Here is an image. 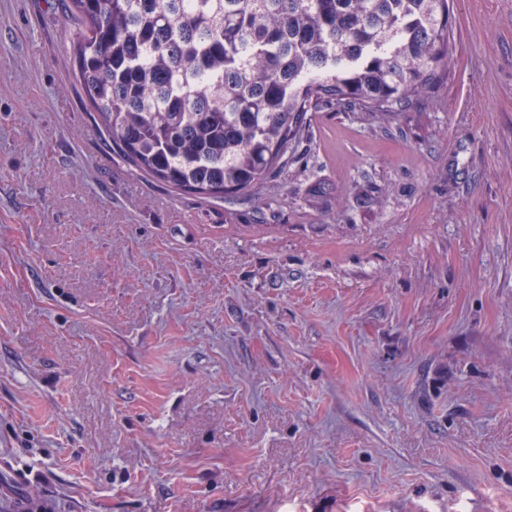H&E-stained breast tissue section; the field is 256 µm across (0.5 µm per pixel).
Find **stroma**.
<instances>
[{
	"mask_svg": "<svg viewBox=\"0 0 512 512\" xmlns=\"http://www.w3.org/2000/svg\"><path fill=\"white\" fill-rule=\"evenodd\" d=\"M224 199L134 174L0 0V512H512V0Z\"/></svg>",
	"mask_w": 512,
	"mask_h": 512,
	"instance_id": "1",
	"label": "stroma"
}]
</instances>
